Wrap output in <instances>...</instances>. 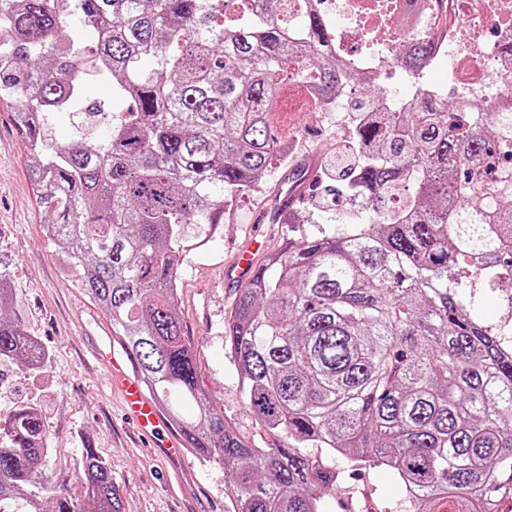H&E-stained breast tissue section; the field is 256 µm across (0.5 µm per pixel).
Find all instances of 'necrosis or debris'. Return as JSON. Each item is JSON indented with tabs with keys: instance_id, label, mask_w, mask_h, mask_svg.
<instances>
[{
	"instance_id": "4bbe7bcc",
	"label": "necrosis or debris",
	"mask_w": 512,
	"mask_h": 512,
	"mask_svg": "<svg viewBox=\"0 0 512 512\" xmlns=\"http://www.w3.org/2000/svg\"><path fill=\"white\" fill-rule=\"evenodd\" d=\"M337 24H356L349 44L364 43V70L389 66L395 40L410 43L430 33L437 14L448 27L434 41V56L448 59V84L457 97L499 111L495 87L512 73V0H319Z\"/></svg>"
}]
</instances>
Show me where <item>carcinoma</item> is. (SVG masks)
I'll return each mask as SVG.
<instances>
[{
    "label": "carcinoma",
    "mask_w": 512,
    "mask_h": 512,
    "mask_svg": "<svg viewBox=\"0 0 512 512\" xmlns=\"http://www.w3.org/2000/svg\"><path fill=\"white\" fill-rule=\"evenodd\" d=\"M0 0V107L30 146L28 175L65 273L112 321L149 393L189 448L232 477L233 512H327L351 466L407 487L398 512H496L512 491L509 335L461 289H512V108L449 111L423 92L391 112L351 102V146L334 169L365 194L368 223L297 226L239 288L225 346L246 404L272 443L258 448L202 389L177 282L188 225L222 223L224 194L253 190L285 159L274 126L288 67L314 76L327 109L360 76L334 58L325 17L289 26L288 0ZM81 26L67 38L64 17ZM94 36L91 48L84 36ZM432 43L397 50L420 71ZM112 81L132 109L106 141L48 144L44 116L69 112L85 76ZM0 271V365L38 372L46 352L19 318ZM191 401L195 415L180 416ZM39 406L0 416V512H121L95 449L74 498L42 467ZM313 448L325 449L317 459Z\"/></svg>",
    "instance_id": "carcinoma-1"
}]
</instances>
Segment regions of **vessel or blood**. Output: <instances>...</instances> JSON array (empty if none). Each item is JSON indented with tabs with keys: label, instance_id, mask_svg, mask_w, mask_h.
Wrapping results in <instances>:
<instances>
[{
	"label": "vessel or blood",
	"instance_id": "vessel-or-blood-1",
	"mask_svg": "<svg viewBox=\"0 0 512 512\" xmlns=\"http://www.w3.org/2000/svg\"><path fill=\"white\" fill-rule=\"evenodd\" d=\"M93 353L105 369L110 385L120 392L125 417L152 447L161 449L172 460H181L185 453L181 439L167 426L155 401L146 395L140 379L130 372L127 362L116 356L113 341L97 343Z\"/></svg>",
	"mask_w": 512,
	"mask_h": 512
}]
</instances>
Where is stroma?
Listing matches in <instances>:
<instances>
[{
    "label": "stroma",
    "mask_w": 512,
    "mask_h": 512,
    "mask_svg": "<svg viewBox=\"0 0 512 512\" xmlns=\"http://www.w3.org/2000/svg\"><path fill=\"white\" fill-rule=\"evenodd\" d=\"M283 105L275 124L292 142L287 165H273L248 194L225 197L224 222L217 230L205 225L187 227L186 239L193 249L178 282L179 313L193 339L201 383L221 407L225 421L260 446L267 445L269 438L247 407L224 345V320L237 291L225 286L223 272L253 233H264L269 252L287 235V225L271 223L263 215L289 170L310 163L316 173L301 187L296 215L312 223L326 215L341 225L351 223L355 212L353 201L344 195L333 209L324 205V171L342 149L343 129L308 112L305 97L292 87L284 88ZM109 134V127L82 123L69 112L51 113L45 122L51 144L84 137L105 139ZM26 154L8 114L0 112V269L11 278L12 315L21 318L48 351L46 363L36 373L0 366V415L26 402L41 405L49 431L43 466L72 494L82 490L80 463L89 440L112 468L122 512H227L228 475L222 467L200 462L191 453L180 469L181 491L168 493L170 463L137 435L123 415L119 391L110 387L104 370L93 362L85 335L90 332L106 339L112 323L104 313H93L92 303L74 278L62 272L55 245L43 236L45 214L35 204L24 165ZM364 491L380 512H394L404 497L403 486L393 474L366 467L336 485L329 512H357Z\"/></svg>",
    "instance_id": "stroma-1"
}]
</instances>
